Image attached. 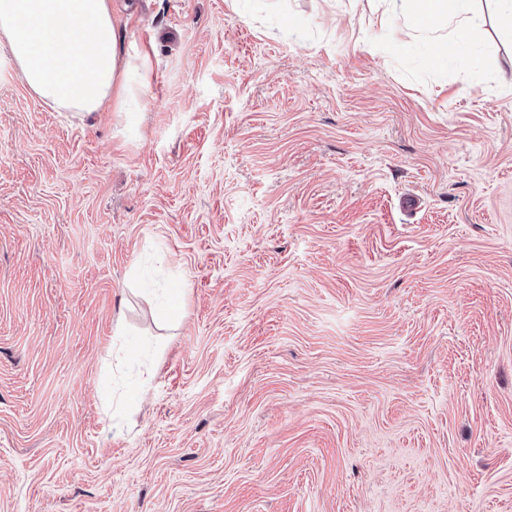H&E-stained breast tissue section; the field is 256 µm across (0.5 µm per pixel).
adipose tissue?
I'll use <instances>...</instances> for the list:
<instances>
[{"instance_id": "adipose-tissue-1", "label": "adipose tissue", "mask_w": 512, "mask_h": 512, "mask_svg": "<svg viewBox=\"0 0 512 512\" xmlns=\"http://www.w3.org/2000/svg\"><path fill=\"white\" fill-rule=\"evenodd\" d=\"M389 2L391 16L410 14L428 32L481 21L473 0ZM0 45L29 90L57 111L93 112L107 101L115 111H130L132 86L149 80V52L122 46L111 0H0Z\"/></svg>"}]
</instances>
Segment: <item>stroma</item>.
Segmentation results:
<instances>
[{
  "mask_svg": "<svg viewBox=\"0 0 512 512\" xmlns=\"http://www.w3.org/2000/svg\"><path fill=\"white\" fill-rule=\"evenodd\" d=\"M476 6L437 64L385 0H112L154 49L127 113L0 49V512H512V27Z\"/></svg>",
  "mask_w": 512,
  "mask_h": 512,
  "instance_id": "obj_1",
  "label": "stroma"
}]
</instances>
